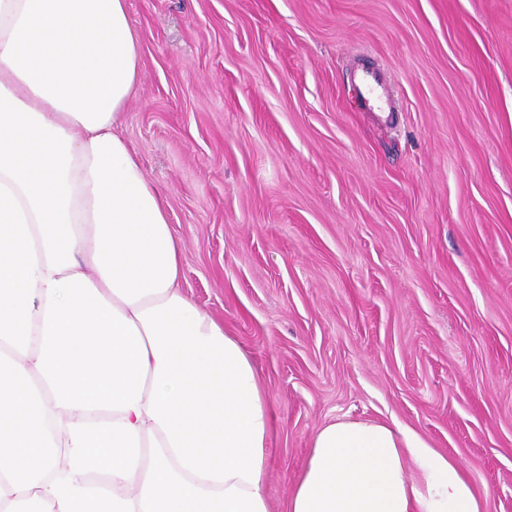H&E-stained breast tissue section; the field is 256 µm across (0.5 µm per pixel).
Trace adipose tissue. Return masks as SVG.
Returning <instances> with one entry per match:
<instances>
[{
  "mask_svg": "<svg viewBox=\"0 0 512 512\" xmlns=\"http://www.w3.org/2000/svg\"><path fill=\"white\" fill-rule=\"evenodd\" d=\"M139 70L127 0H0V512H270L269 398L117 132ZM486 503L413 430L339 418L288 512Z\"/></svg>",
  "mask_w": 512,
  "mask_h": 512,
  "instance_id": "adipose-tissue-1",
  "label": "adipose tissue"
}]
</instances>
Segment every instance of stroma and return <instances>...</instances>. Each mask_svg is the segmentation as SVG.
Returning a JSON list of instances; mask_svg holds the SVG:
<instances>
[{"instance_id":"obj_1","label":"stroma","mask_w":512,"mask_h":512,"mask_svg":"<svg viewBox=\"0 0 512 512\" xmlns=\"http://www.w3.org/2000/svg\"><path fill=\"white\" fill-rule=\"evenodd\" d=\"M121 132L182 288L273 405L288 512L311 438L395 420L512 512V0H128ZM382 67L393 122L350 87Z\"/></svg>"}]
</instances>
